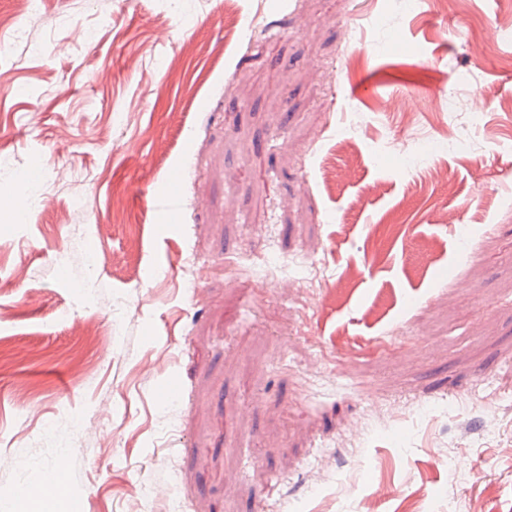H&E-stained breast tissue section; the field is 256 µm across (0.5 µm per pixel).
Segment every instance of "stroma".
Listing matches in <instances>:
<instances>
[{
    "mask_svg": "<svg viewBox=\"0 0 512 512\" xmlns=\"http://www.w3.org/2000/svg\"><path fill=\"white\" fill-rule=\"evenodd\" d=\"M511 10L43 0L1 31L0 181L45 203L0 206V505L62 462L57 512H512V30L467 34ZM153 198L158 204V207L161 208L160 211L163 215V222L167 224H177L179 204L169 188L166 185H156L153 189Z\"/></svg>",
    "mask_w": 512,
    "mask_h": 512,
    "instance_id": "1",
    "label": "stroma"
}]
</instances>
